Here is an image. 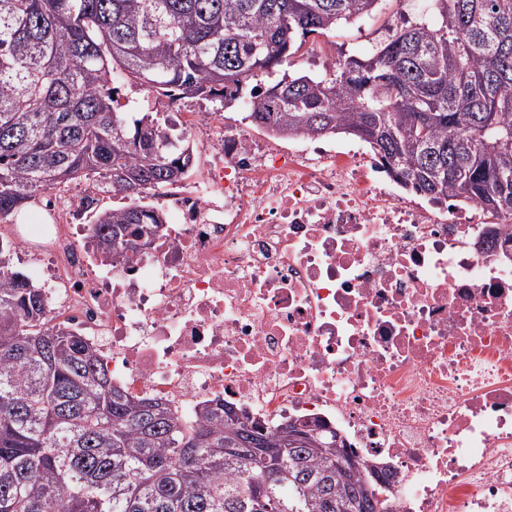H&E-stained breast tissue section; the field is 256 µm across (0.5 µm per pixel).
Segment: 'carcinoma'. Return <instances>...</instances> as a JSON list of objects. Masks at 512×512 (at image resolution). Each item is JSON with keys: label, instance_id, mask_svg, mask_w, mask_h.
<instances>
[{"label": "carcinoma", "instance_id": "obj_1", "mask_svg": "<svg viewBox=\"0 0 512 512\" xmlns=\"http://www.w3.org/2000/svg\"><path fill=\"white\" fill-rule=\"evenodd\" d=\"M384 0H0V220L82 177L125 201L93 208L104 259L166 223L142 199L194 167L190 141L122 111L113 78L160 96L240 101L281 138L349 134L404 185L512 215V0H423L363 56L292 75L312 34L375 20ZM47 292L0 278V512H388L360 459L223 402L187 417L112 382L95 346L49 325Z\"/></svg>", "mask_w": 512, "mask_h": 512}]
</instances>
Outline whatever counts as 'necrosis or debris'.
I'll return each mask as SVG.
<instances>
[{
  "instance_id": "1",
  "label": "necrosis or debris",
  "mask_w": 512,
  "mask_h": 512,
  "mask_svg": "<svg viewBox=\"0 0 512 512\" xmlns=\"http://www.w3.org/2000/svg\"><path fill=\"white\" fill-rule=\"evenodd\" d=\"M186 124L213 163L162 190L176 221L132 268L88 247V194L40 238L0 224L50 262L49 323L179 413L319 421L390 466L393 512H512V217L403 187L361 140Z\"/></svg>"
}]
</instances>
